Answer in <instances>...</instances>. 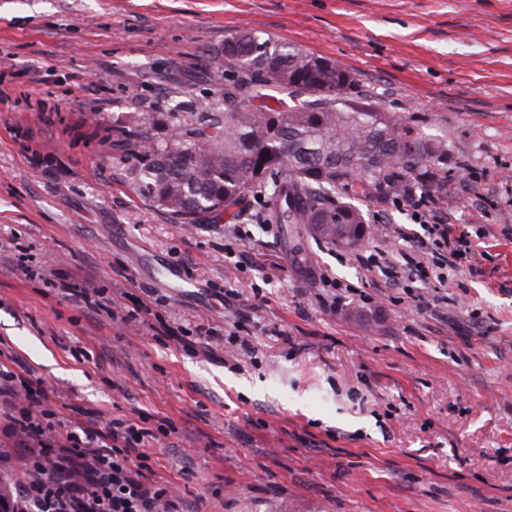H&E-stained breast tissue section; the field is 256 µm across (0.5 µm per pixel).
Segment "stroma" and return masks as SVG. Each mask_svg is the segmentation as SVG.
<instances>
[{
    "instance_id": "1",
    "label": "stroma",
    "mask_w": 512,
    "mask_h": 512,
    "mask_svg": "<svg viewBox=\"0 0 512 512\" xmlns=\"http://www.w3.org/2000/svg\"><path fill=\"white\" fill-rule=\"evenodd\" d=\"M251 29L341 62L447 141L428 180L359 197L357 248L261 223L266 198L248 197L238 240L134 188L116 117L167 139L171 106L217 99L224 41ZM409 191L472 243L434 309L418 279L357 260L404 265L384 227L421 233ZM171 328L209 337L189 351ZM1 365L71 425L163 428L151 477L189 512H512V0H0ZM14 413L1 396L18 482Z\"/></svg>"
}]
</instances>
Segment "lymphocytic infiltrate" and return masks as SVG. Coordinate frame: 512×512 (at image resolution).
<instances>
[{
  "mask_svg": "<svg viewBox=\"0 0 512 512\" xmlns=\"http://www.w3.org/2000/svg\"><path fill=\"white\" fill-rule=\"evenodd\" d=\"M412 207L424 234L403 272L445 284L447 270L457 268L468 249L467 236L445 222L433 195H420ZM3 392L17 402L13 429L30 445L28 474L11 491L14 512H181L169 490L151 481L148 455L129 454L132 445L156 440L151 429L114 418L101 428L73 431L34 379L7 368L0 369ZM48 448L56 458L51 466L44 462Z\"/></svg>",
  "mask_w": 512,
  "mask_h": 512,
  "instance_id": "1",
  "label": "lymphocytic infiltrate"
}]
</instances>
